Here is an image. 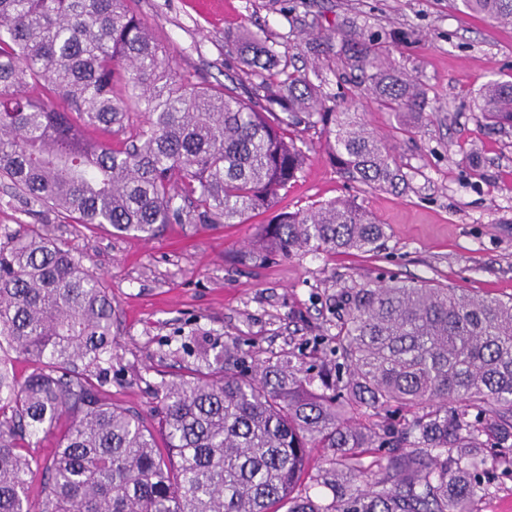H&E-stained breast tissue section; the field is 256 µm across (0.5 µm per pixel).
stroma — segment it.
<instances>
[{
	"mask_svg": "<svg viewBox=\"0 0 512 512\" xmlns=\"http://www.w3.org/2000/svg\"><path fill=\"white\" fill-rule=\"evenodd\" d=\"M176 71L190 82L241 97L258 84L224 33L247 28L280 44L299 70L319 67L324 93L354 103L362 122L393 148L406 178L399 189L349 180L321 127L287 128L307 160L278 205L304 211L355 200L384 224L375 253L248 259L273 211L242 224H169L153 239L111 227L74 230L67 219L27 208L0 189V228L44 224L68 238L104 275L119 327L107 394L149 415L153 385L196 363L202 349L234 341L243 351L300 350L336 334L342 290L396 276L474 294L512 298V127L487 123L475 102L489 80H512V24L458 8L453 0H130ZM353 25L378 35L385 59L428 90L430 106L400 130L393 113L362 86L341 80L335 47L309 32ZM477 164H468V157ZM277 209V210H278Z\"/></svg>",
	"mask_w": 512,
	"mask_h": 512,
	"instance_id": "1",
	"label": "stroma"
}]
</instances>
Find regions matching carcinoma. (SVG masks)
Listing matches in <instances>:
<instances>
[{
    "label": "carcinoma",
    "instance_id": "1",
    "mask_svg": "<svg viewBox=\"0 0 512 512\" xmlns=\"http://www.w3.org/2000/svg\"><path fill=\"white\" fill-rule=\"evenodd\" d=\"M461 5L512 23V0ZM314 39L340 44L346 68L400 126L428 107L426 88L374 39L353 28ZM224 40L264 73L255 97L186 81L128 0H0V177L76 226L144 238L165 224H242L275 207L307 158L285 126L322 124L355 182L403 181L387 141L327 104L318 70L301 73L249 29ZM40 84L68 109L25 93ZM131 102L146 121L119 145L84 136L83 124L124 129ZM477 109L512 127V81L486 83ZM3 237L0 512H477L491 487L479 474L484 449H512V299L394 277L348 288L336 335L314 341L324 355L315 377L290 350L246 368L227 344L157 382L161 450L141 416L101 396L118 322L104 276L43 224ZM384 240V225L342 199L279 213L252 259L376 252ZM15 357L31 365L22 379ZM396 408L410 418L394 419ZM64 415L71 425L51 462L23 454ZM376 446L388 454L366 462ZM315 448L331 449L328 467H311ZM34 466L45 479L32 497Z\"/></svg>",
    "mask_w": 512,
    "mask_h": 512
}]
</instances>
